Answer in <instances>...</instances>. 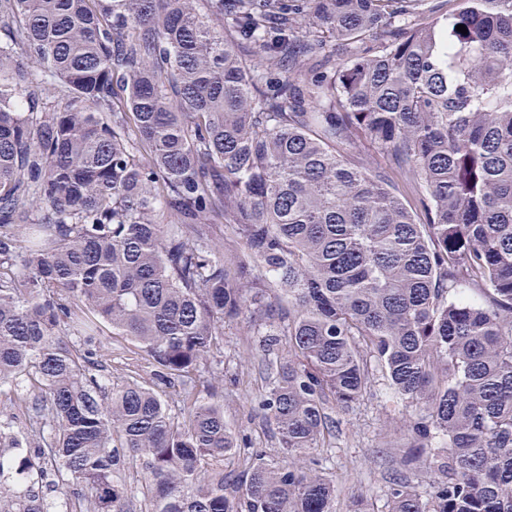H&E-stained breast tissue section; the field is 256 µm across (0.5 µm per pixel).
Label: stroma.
<instances>
[{
	"label": "stroma",
	"instance_id": "1",
	"mask_svg": "<svg viewBox=\"0 0 512 512\" xmlns=\"http://www.w3.org/2000/svg\"><path fill=\"white\" fill-rule=\"evenodd\" d=\"M223 360L225 421L250 436L255 447L274 451L278 440L255 402L265 386L259 347L248 346L244 336L227 330ZM394 407L389 390L379 383L372 395L340 414V431L326 453L337 479L335 512H347L351 498L361 493L381 497L394 471V457L410 445L406 432L389 423Z\"/></svg>",
	"mask_w": 512,
	"mask_h": 512
}]
</instances>
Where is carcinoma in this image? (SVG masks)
<instances>
[{"instance_id": "obj_1", "label": "carcinoma", "mask_w": 512, "mask_h": 512, "mask_svg": "<svg viewBox=\"0 0 512 512\" xmlns=\"http://www.w3.org/2000/svg\"><path fill=\"white\" fill-rule=\"evenodd\" d=\"M420 2L0 0V512H334L381 380L386 512H512V0ZM238 326L279 461L199 390ZM101 346L107 358L112 359V384H121L127 375V369L140 358L132 343L121 336H103ZM376 383L373 395L356 404L348 412H336L333 416L341 422L336 439L324 456L327 466L336 473L335 512H347L354 495L369 493L382 509L384 482L394 472L392 459L410 446L405 431L390 425L395 403L390 391ZM391 415V416H392Z\"/></svg>"}]
</instances>
